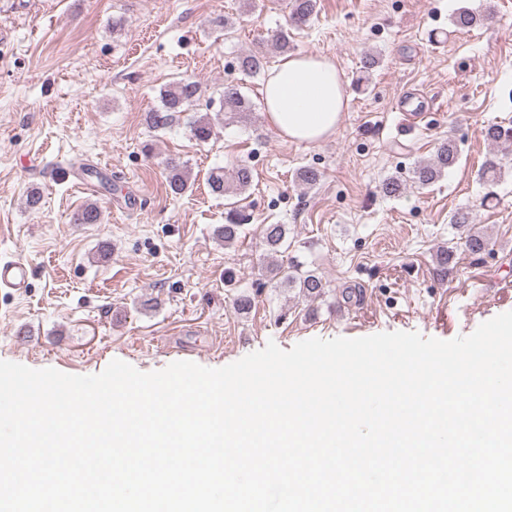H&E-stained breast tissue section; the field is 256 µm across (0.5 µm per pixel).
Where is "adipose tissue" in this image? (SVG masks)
I'll list each match as a JSON object with an SVG mask.
<instances>
[{"label":"adipose tissue","instance_id":"adipose-tissue-1","mask_svg":"<svg viewBox=\"0 0 512 512\" xmlns=\"http://www.w3.org/2000/svg\"><path fill=\"white\" fill-rule=\"evenodd\" d=\"M269 124L284 139L316 144L333 136L347 109L344 74L326 56L290 55L269 72L262 90Z\"/></svg>","mask_w":512,"mask_h":512}]
</instances>
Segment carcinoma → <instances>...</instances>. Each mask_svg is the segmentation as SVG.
I'll return each mask as SVG.
<instances>
[{"mask_svg":"<svg viewBox=\"0 0 512 512\" xmlns=\"http://www.w3.org/2000/svg\"><path fill=\"white\" fill-rule=\"evenodd\" d=\"M285 9L289 10L290 27L280 29L273 38L275 50L286 54L290 51L291 30L306 26L312 17L317 14V0H284ZM486 17L477 15L468 10H461L454 17L453 24L459 29H470L483 23ZM266 56L261 51L244 55L240 60L242 73L247 77H255L265 70ZM160 105L149 110V122L152 127L164 129L170 126L180 114L204 105L205 109L213 107L214 100H202V89L198 81L190 78H181L164 87L159 94ZM253 103L243 92L242 85L236 83L224 84L220 93L219 109L217 114L226 112H251ZM190 134L198 142L210 140L213 134V121L210 115H201L187 122ZM458 159L455 143L448 139L442 141L436 148L433 158L421 161L414 165L412 170L413 182L426 187L442 177L453 167ZM503 165L498 156L493 155L487 159L480 170L481 179L489 184H496L502 176ZM167 185L174 195H181L190 187V171L186 164L171 158L166 165ZM208 186L215 195L222 196L235 190L243 191L253 182L252 169L243 163L232 167L227 173L222 167H216L209 173ZM101 221V211L94 203H87L78 209L73 217L74 224H98ZM245 218L237 211L230 212L225 217V224L219 227L218 235L224 243H234L244 226ZM260 234L263 242L271 253H285L288 251L286 229L283 224H262ZM489 245L487 236L472 233L465 240L467 251L472 255H479ZM268 282L275 288L288 286L299 289V294L307 301H314L325 294L323 279L313 270H304L299 263L291 262L287 265L278 264L270 269Z\"/></svg>","mask_w":512,"mask_h":512,"instance_id":"carcinoma-1","label":"carcinoma"}]
</instances>
